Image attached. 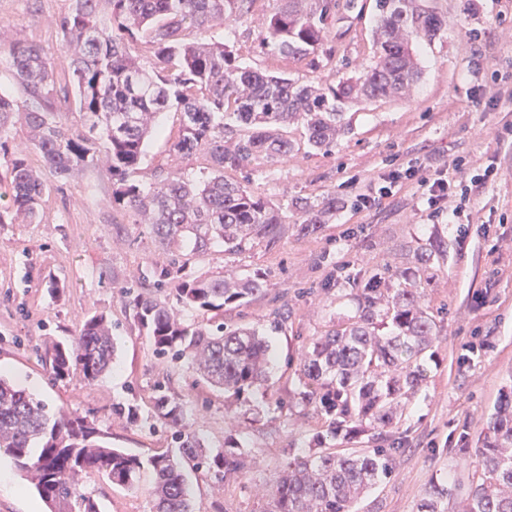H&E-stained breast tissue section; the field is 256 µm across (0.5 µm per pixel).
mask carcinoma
<instances>
[{
    "label": "carcinoma",
    "mask_w": 512,
    "mask_h": 512,
    "mask_svg": "<svg viewBox=\"0 0 512 512\" xmlns=\"http://www.w3.org/2000/svg\"><path fill=\"white\" fill-rule=\"evenodd\" d=\"M256 0H70L57 24L68 56L64 72L45 50L16 41L7 56L24 103L0 93V134L20 112L31 144L59 179L105 157L112 170V202L143 217L154 238L170 250L187 241L198 256L215 243L236 256L259 244L279 242L284 220L280 208L249 192V166L277 162L306 148L327 153L348 133L342 104L388 98L402 93L421 74L411 37H435L443 19L425 0H376V53L369 69L338 84L301 83L285 75L240 67L214 41L210 29L244 17ZM108 12H103V6ZM355 0H285L267 21L257 46L303 61L316 60L325 28ZM74 100L82 119L73 129L57 120L54 104ZM164 112L179 115L176 157L199 155L204 166L197 179L177 168L143 190L128 183L139 166L146 141L157 133ZM231 120L245 133L227 142ZM300 122L303 144L285 134ZM9 192L0 204V223L13 216L32 223L46 183L21 153L9 159ZM302 230L315 231L336 211V198L302 206ZM171 254L154 287L174 282L177 301L196 310H220L249 303L264 291V279L232 269L209 279L175 278ZM133 319L150 336L156 355L185 359L200 380L231 396L269 381L270 345L252 326L219 323L214 328L185 324L178 310L142 292L123 290ZM420 275L376 274L356 289V312L319 336L302 353L296 369L298 399L330 418L328 433L385 432L399 423L410 399L427 382L424 361L436 340L435 316L423 303ZM115 354L112 322L93 315L69 344L45 347L54 379L102 378ZM155 407L163 424L177 428L181 458L168 452L149 459L152 512H193L182 461L213 470L223 481L241 474L252 461L236 447L213 452L188 429L183 402L155 387ZM0 451L37 491L48 512H99L97 503L79 492L90 474L113 484L135 486L143 461L113 448L88 417L46 404L0 377ZM393 448L322 451L296 457L268 491L269 512H351L352 505L387 479ZM478 475L472 481L466 512H512V390L502 393L487 432L473 449ZM450 489L433 482L418 512H445Z\"/></svg>",
    "instance_id": "obj_1"
}]
</instances>
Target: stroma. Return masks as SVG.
<instances>
[{
    "label": "stroma",
    "instance_id": "stroma-1",
    "mask_svg": "<svg viewBox=\"0 0 512 512\" xmlns=\"http://www.w3.org/2000/svg\"><path fill=\"white\" fill-rule=\"evenodd\" d=\"M357 18L333 22L325 31L319 66L262 51L258 37L281 0H255L238 22L215 26L241 63L262 72L285 71L303 82H339L362 75L375 48V0H361ZM70 0H0V47L24 40L52 54L58 67L67 58L56 22ZM445 24L435 39L415 38L422 68L418 83L401 96L363 101L345 108L350 131L332 154L299 152L256 167L249 190L280 207L286 231L276 246L225 257L216 247L203 257L184 253L187 273L204 279L225 268L261 273L264 292L249 304L224 311L184 310L187 323L255 326L273 350L268 390L236 399L198 381L191 366L157 358L150 339L132 319L122 289L153 283L156 266L167 264L147 225L112 202V173L106 161L59 179L30 144L21 117L7 129L10 150L50 187L34 224L0 223V376L25 389L50 410L64 409L97 421L112 447L148 460L176 452L171 431L155 411L156 384L187 406V424L217 449L237 440L253 463L238 477L217 482L213 472L189 473L195 512H263L265 494L288 462L320 452L315 441L329 419L289 401L295 371L312 339L352 314L349 289L373 274L422 271L425 302L436 311L435 354L429 378L387 433L396 449L390 479L376 486L354 512H417L433 480L447 482V512H464L476 459L462 452L459 436L482 437L503 391L512 389V0H431ZM164 135L152 136L145 157L129 180L149 188L170 166L195 177L201 157L171 155L178 116L161 115ZM447 166L452 183L484 170L493 179L472 194L459 217L429 220L417 179L406 178L409 163ZM402 176L391 193L356 209L362 187L389 172ZM335 197L336 217L313 233L301 232L295 204ZM442 244L445 253L420 266L417 255ZM287 306L288 321L271 327L274 308ZM106 315L116 342L111 371L90 383L74 376L53 380L40 357L46 343L69 340L90 316ZM133 407L135 421L114 413ZM151 471L128 489L93 474L81 490L101 512H149ZM0 512H46V506L0 455Z\"/></svg>",
    "mask_w": 512,
    "mask_h": 512
}]
</instances>
